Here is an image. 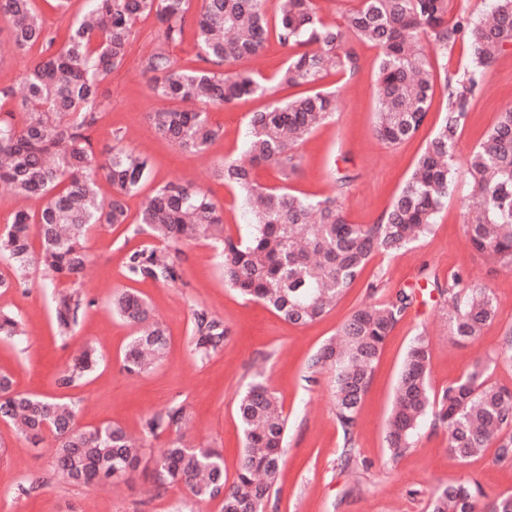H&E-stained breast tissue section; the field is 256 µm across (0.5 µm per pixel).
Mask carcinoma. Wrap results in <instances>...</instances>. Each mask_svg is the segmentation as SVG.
Here are the masks:
<instances>
[{"label": "carcinoma", "mask_w": 512, "mask_h": 512, "mask_svg": "<svg viewBox=\"0 0 512 512\" xmlns=\"http://www.w3.org/2000/svg\"><path fill=\"white\" fill-rule=\"evenodd\" d=\"M452 0H356L340 24L325 22L314 0H282L274 25L264 0H202L191 12V0H86L85 12L69 24L68 37L58 46L43 25L35 0H0V19L22 55L38 50L24 73V93L0 88V181L22 201L38 199L37 210L19 207L0 233V262L11 273H0V289L22 284L34 262L50 283L77 284L90 264L86 238L99 224L127 223L126 199L149 179V156L118 144L104 164L86 132L108 107L102 87L121 67L135 37V24L154 16L157 40L139 58L150 76V92L166 103L149 115L159 137L185 153L208 150L222 132L210 120V110L263 94L268 81L232 65L248 60L264 47L269 31L293 50L272 78L279 86L313 85L332 63L339 72H353L357 56L347 49L353 40L379 50L376 76L375 133L386 144L416 138L431 106L436 70L422 49L429 39L445 66L459 43L470 51V62L445 75L447 116L427 141L415 167L376 224L348 221L339 178L333 194L308 200L288 187H266L254 178L260 165H274L286 175L297 171L296 146L336 111V95L315 90L278 101L249 118L248 161H219L211 177L237 191L253 227L242 238L224 233V215L210 192L189 182L169 181L155 188L141 207L134 233L167 243L198 239L218 244L224 256V284L240 297L261 301L293 324L322 317L378 255H392L424 237L447 205L458 168L456 146L473 95L497 54L512 45V0H491L490 16L474 19L450 14ZM194 31L197 61L203 66L178 67L167 47ZM475 216L467 237L478 252L497 266L512 269V107L499 113L485 139L465 159ZM112 188L109 198L99 180ZM39 249H34L32 230ZM131 281L177 279L174 257L155 249L126 254ZM454 275L446 297L448 326L455 339H472L493 322L496 307L490 290L460 287ZM413 304L401 289L386 304L359 305L341 328L338 342L324 344L310 368L332 370L336 419L344 446V465L367 467L350 448L357 414L371 382L377 359L392 329ZM75 292L54 298L58 335H68L86 306ZM113 311L135 328L124 352L130 374L149 370L167 347L166 329L151 321L148 303L128 290L112 297ZM24 335L21 319L0 310V337ZM194 335L200 355L224 344L223 322L202 310L194 314ZM96 362L92 348L83 350L59 383L68 386L85 376ZM430 349L417 336L405 353L385 429V447L393 460L415 446L425 425L448 433V449L461 462L480 454L494 435L500 437L496 459L512 463V389L488 382V362L479 359L458 380L436 391L430 382ZM9 375L0 372V419L10 422L33 444L45 433L55 440V469L79 484L120 480L145 459L142 441L121 426L106 423L81 429L72 404L61 399L17 392ZM237 418L244 443L233 481L224 475V460L211 448L173 445L154 460L161 486L183 485L194 501L221 498V512H267L283 454L288 420L278 400L261 381L260 372L237 400ZM190 419L184 405H173L143 423L156 435L181 430ZM482 490L459 482L438 488L430 512H512V496L478 507Z\"/></svg>", "instance_id": "1"}]
</instances>
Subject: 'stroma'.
<instances>
[{"label":"stroma","mask_w":512,"mask_h":512,"mask_svg":"<svg viewBox=\"0 0 512 512\" xmlns=\"http://www.w3.org/2000/svg\"><path fill=\"white\" fill-rule=\"evenodd\" d=\"M136 29L125 65L104 85L111 105L90 131L97 161L105 160L115 134L123 133L127 148L152 161L147 185L127 200L130 216H137L153 188L180 179L209 189L224 210L227 234L245 235L250 218L240 197L213 181L211 170L219 160L246 158L249 114L293 96V89L279 88L213 110L211 119L223 131L220 140L203 153L182 152L156 135L149 115L158 103L137 67L155 39L156 21L140 19ZM354 50L359 58L354 75L332 70L319 83L320 88L335 91L336 112L297 147L298 174L286 179L279 169L265 165L254 177L268 187L284 185L295 194L320 198L334 191L337 178L349 176L346 216L350 223L365 225L378 221L403 186L426 141L446 117L447 97L445 79L437 77L420 134L395 146L382 143L374 133L378 51L365 43L355 44ZM511 106L508 46L474 95L458 157L477 146L499 112ZM474 210L468 175L465 168H458L453 193L431 231L395 255L375 257L333 308L305 325L289 323L225 286L219 252L207 240L172 246L177 280H128L123 272L126 254L153 240L123 224L91 232V265L77 289L92 305L72 335L61 337L53 321L55 290L45 283L38 266H31L23 286L0 293V309L18 314L25 330L22 336L0 339V371L11 376L16 391L72 403L76 424L84 429L112 422L137 436L143 418L178 403L188 407L191 420L180 432L146 437L145 462L128 478L101 486L64 480L53 468V437L35 446L0 420V512H220L219 501L192 502L184 486L158 487L154 460L162 449L181 440L192 447L217 449L224 457L227 478H234L243 448L236 401L257 372L288 418L285 454L268 512H428L437 488L459 480L477 482L488 501L512 495V466L496 462V444L460 462L449 454L448 435L442 430L423 428L416 447L395 460L384 443L395 379L414 336L421 334L429 341L430 380L439 390L460 378L476 359L498 350L506 329L512 327V269L494 265L471 246L464 226ZM455 274L489 288L495 299L497 318L474 341L454 339L448 332L446 304L439 291ZM371 283L377 287L372 295L366 292ZM402 288L412 292L415 301L388 337L358 413L353 446L369 468L357 473L339 464L344 439L333 407L332 373L312 372L310 362L323 344L336 338L359 305L370 299L389 301ZM125 289L150 304L168 333L162 361L142 374L123 368L133 329L109 307L112 293ZM197 309L208 311L226 329L223 346L204 359L194 351L192 313ZM87 343L99 353L97 365L73 385L59 386L57 379L73 351ZM33 479L39 487L32 492L28 485Z\"/></svg>","instance_id":"35a3bbf8"}]
</instances>
